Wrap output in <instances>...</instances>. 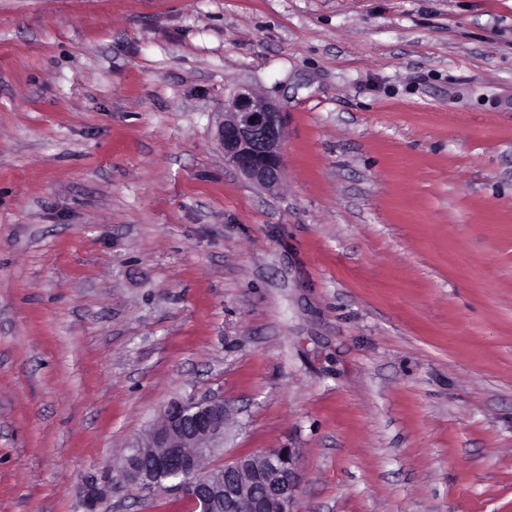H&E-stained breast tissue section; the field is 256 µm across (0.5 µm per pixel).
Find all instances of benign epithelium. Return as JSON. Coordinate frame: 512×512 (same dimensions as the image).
Returning <instances> with one entry per match:
<instances>
[{
  "label": "benign epithelium",
  "mask_w": 512,
  "mask_h": 512,
  "mask_svg": "<svg viewBox=\"0 0 512 512\" xmlns=\"http://www.w3.org/2000/svg\"><path fill=\"white\" fill-rule=\"evenodd\" d=\"M284 115L264 93L237 84L224 99L217 140L224 162L254 185L273 192L284 175ZM230 412L220 398L173 399L123 459L120 475L129 484L163 474L193 506V512H298L297 448L238 455L222 467L203 461L224 447ZM108 485L86 494L88 512H101Z\"/></svg>",
  "instance_id": "7a95c632"
}]
</instances>
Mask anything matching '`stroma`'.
<instances>
[{"label":"stroma","instance_id":"obj_1","mask_svg":"<svg viewBox=\"0 0 512 512\" xmlns=\"http://www.w3.org/2000/svg\"><path fill=\"white\" fill-rule=\"evenodd\" d=\"M175 397L298 512H512V0H0V512H192L112 477ZM220 114L216 134L224 162L254 185L268 192L278 189L284 175L283 112L261 91L239 83L224 99Z\"/></svg>","mask_w":512,"mask_h":512}]
</instances>
